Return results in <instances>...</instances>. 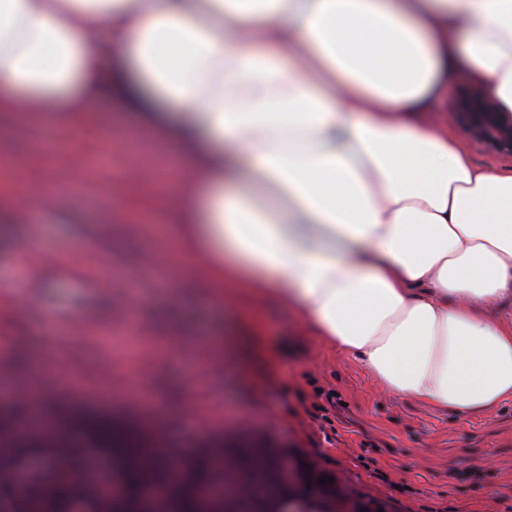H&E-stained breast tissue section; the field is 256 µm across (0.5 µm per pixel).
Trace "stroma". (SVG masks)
I'll list each match as a JSON object with an SVG mask.
<instances>
[{
  "instance_id": "stroma-1",
  "label": "stroma",
  "mask_w": 512,
  "mask_h": 512,
  "mask_svg": "<svg viewBox=\"0 0 512 512\" xmlns=\"http://www.w3.org/2000/svg\"><path fill=\"white\" fill-rule=\"evenodd\" d=\"M2 157L15 194L50 192L56 208L0 222V410L22 392L66 398L159 429L174 454L248 434L388 512H512V400L461 417L395 397L292 309L220 304L202 262L170 265L148 234L182 217L159 210L166 156L121 102L24 130L0 112ZM36 247L82 279L48 277Z\"/></svg>"
}]
</instances>
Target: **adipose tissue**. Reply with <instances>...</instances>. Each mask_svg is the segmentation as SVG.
Here are the masks:
<instances>
[{
    "label": "adipose tissue",
    "mask_w": 512,
    "mask_h": 512,
    "mask_svg": "<svg viewBox=\"0 0 512 512\" xmlns=\"http://www.w3.org/2000/svg\"><path fill=\"white\" fill-rule=\"evenodd\" d=\"M453 75L512 111V0H0V112L119 100L176 151L173 261L470 415L512 399V170L431 122Z\"/></svg>",
    "instance_id": "1"
}]
</instances>
